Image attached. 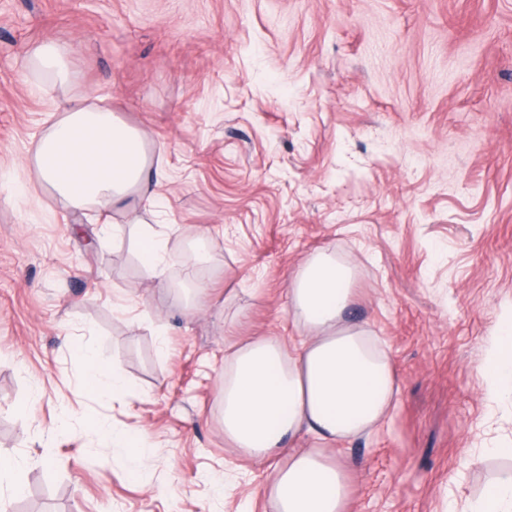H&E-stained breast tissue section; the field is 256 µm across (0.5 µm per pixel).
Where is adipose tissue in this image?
Listing matches in <instances>:
<instances>
[{"instance_id": "adipose-tissue-1", "label": "adipose tissue", "mask_w": 512, "mask_h": 512, "mask_svg": "<svg viewBox=\"0 0 512 512\" xmlns=\"http://www.w3.org/2000/svg\"><path fill=\"white\" fill-rule=\"evenodd\" d=\"M29 163L41 183L74 210L110 211L131 198L157 206L166 180L149 157L144 135L111 108L74 96L33 142ZM142 264L154 276L173 260L166 234L139 231ZM356 267L318 251L288 290L305 331L288 347L276 336L238 345L224 361V439L243 454L273 460L265 495L271 512H353L349 468L326 448L373 433L395 406L400 383L387 350L362 324L350 322L357 301ZM87 392L121 395L130 384L116 364L81 349ZM479 371L492 402L512 400V320L487 336ZM316 445L303 447L299 436Z\"/></svg>"}]
</instances>
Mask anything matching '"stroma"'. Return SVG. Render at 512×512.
Returning <instances> with one entry per match:
<instances>
[{"instance_id":"stroma-1","label":"stroma","mask_w":512,"mask_h":512,"mask_svg":"<svg viewBox=\"0 0 512 512\" xmlns=\"http://www.w3.org/2000/svg\"><path fill=\"white\" fill-rule=\"evenodd\" d=\"M43 42L68 49L67 81L24 70ZM75 95L163 152L160 213L113 211L114 240L29 165ZM1 175L20 190L0 191V451L26 463L7 512H268L270 462L224 441V359L299 342L288 290L318 250L356 265L351 317L401 386L338 451L355 512H448L512 467L470 463L512 440L478 371L512 314V0H0ZM143 222L174 229L164 277L138 258ZM68 340L132 391L86 393ZM102 421L146 435L139 468Z\"/></svg>"}]
</instances>
